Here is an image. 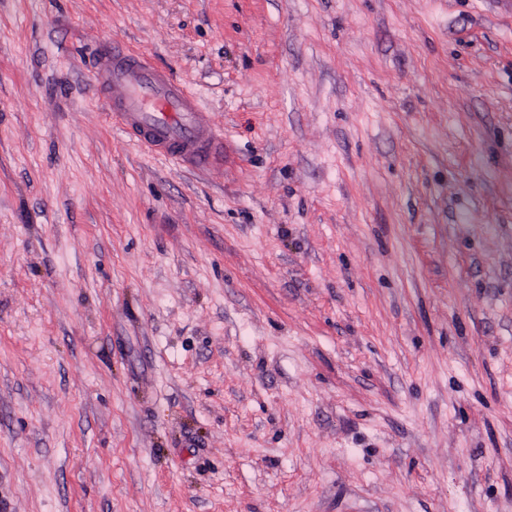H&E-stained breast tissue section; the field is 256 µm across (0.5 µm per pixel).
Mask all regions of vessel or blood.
I'll list each match as a JSON object with an SVG mask.
<instances>
[{
	"mask_svg": "<svg viewBox=\"0 0 512 512\" xmlns=\"http://www.w3.org/2000/svg\"><path fill=\"white\" fill-rule=\"evenodd\" d=\"M110 117L156 157L195 171L224 160V136L172 73L140 52L102 43L91 83Z\"/></svg>",
	"mask_w": 512,
	"mask_h": 512,
	"instance_id": "obj_1",
	"label": "vessel or blood"
}]
</instances>
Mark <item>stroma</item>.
<instances>
[{
  "label": "stroma",
  "instance_id": "obj_1",
  "mask_svg": "<svg viewBox=\"0 0 512 512\" xmlns=\"http://www.w3.org/2000/svg\"><path fill=\"white\" fill-rule=\"evenodd\" d=\"M0 512H512V0H0ZM91 89L110 117L156 157L195 171L224 162V135L172 73L145 54L102 43Z\"/></svg>",
  "mask_w": 512,
  "mask_h": 512
}]
</instances>
